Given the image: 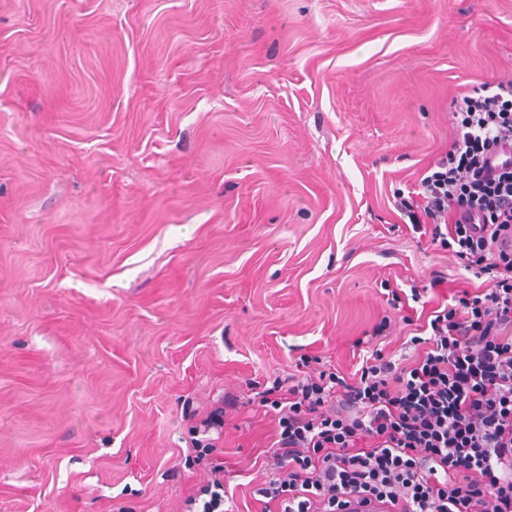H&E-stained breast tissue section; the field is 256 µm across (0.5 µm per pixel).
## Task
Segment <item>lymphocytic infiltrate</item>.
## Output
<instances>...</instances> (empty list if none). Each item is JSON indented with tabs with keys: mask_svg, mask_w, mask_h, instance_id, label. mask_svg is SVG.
<instances>
[{
	"mask_svg": "<svg viewBox=\"0 0 512 512\" xmlns=\"http://www.w3.org/2000/svg\"><path fill=\"white\" fill-rule=\"evenodd\" d=\"M452 117L448 151L395 207L488 284L431 312L412 361L375 349L352 375L327 367L258 392L276 434L254 493L277 512H512V160L488 164L512 147V80L456 97ZM210 473L188 512H224L226 468Z\"/></svg>",
	"mask_w": 512,
	"mask_h": 512,
	"instance_id": "f902f5d3",
	"label": "lymphocytic infiltrate"
}]
</instances>
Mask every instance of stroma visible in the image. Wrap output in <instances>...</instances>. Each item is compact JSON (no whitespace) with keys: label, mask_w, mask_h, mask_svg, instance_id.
I'll use <instances>...</instances> for the list:
<instances>
[{"label":"stroma","mask_w":512,"mask_h":512,"mask_svg":"<svg viewBox=\"0 0 512 512\" xmlns=\"http://www.w3.org/2000/svg\"><path fill=\"white\" fill-rule=\"evenodd\" d=\"M510 78L512 0H0V512H186L217 408L264 512L255 393L415 356L385 288L465 272L394 195Z\"/></svg>","instance_id":"obj_1"}]
</instances>
